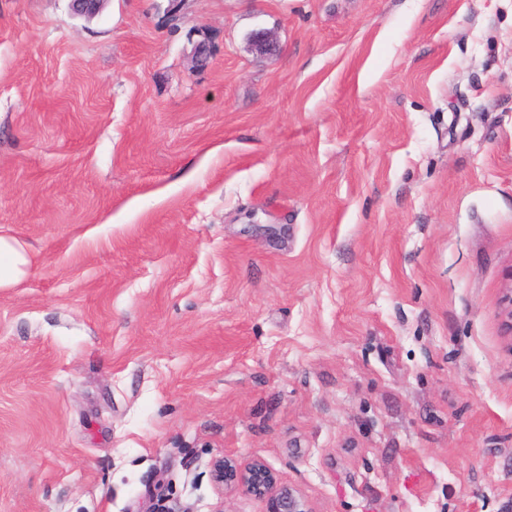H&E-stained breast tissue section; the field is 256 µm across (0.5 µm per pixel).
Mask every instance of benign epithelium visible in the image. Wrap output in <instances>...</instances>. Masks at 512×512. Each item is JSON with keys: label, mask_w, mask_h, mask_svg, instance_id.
Wrapping results in <instances>:
<instances>
[{"label": "benign epithelium", "mask_w": 512, "mask_h": 512, "mask_svg": "<svg viewBox=\"0 0 512 512\" xmlns=\"http://www.w3.org/2000/svg\"><path fill=\"white\" fill-rule=\"evenodd\" d=\"M75 14L95 15L104 0H70ZM251 46L260 53L276 50L273 35L259 31L251 36ZM215 485L226 491L242 492L264 498L268 501L269 512H311L306 500L294 488L278 482L272 470L260 459L255 458L242 465L230 458L218 459L211 470Z\"/></svg>", "instance_id": "1"}]
</instances>
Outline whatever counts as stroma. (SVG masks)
<instances>
[{
  "mask_svg": "<svg viewBox=\"0 0 512 512\" xmlns=\"http://www.w3.org/2000/svg\"><path fill=\"white\" fill-rule=\"evenodd\" d=\"M0 236V512H512V0H0ZM31 260L14 239L0 236V288H10L28 274ZM211 476L214 484L224 486L225 491L266 499L269 512H312L302 495L296 489L279 483L272 470L258 458L245 465L227 457L217 459Z\"/></svg>",
  "mask_w": 512,
  "mask_h": 512,
  "instance_id": "1",
  "label": "stroma"
}]
</instances>
